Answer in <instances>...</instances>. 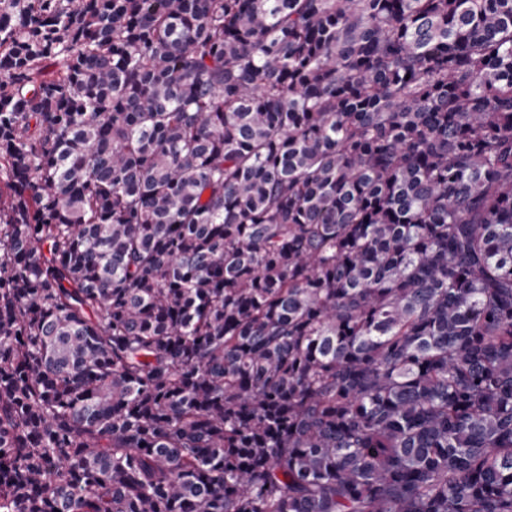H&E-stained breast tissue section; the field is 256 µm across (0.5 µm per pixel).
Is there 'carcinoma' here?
<instances>
[{"instance_id":"carcinoma-1","label":"carcinoma","mask_w":512,"mask_h":512,"mask_svg":"<svg viewBox=\"0 0 512 512\" xmlns=\"http://www.w3.org/2000/svg\"><path fill=\"white\" fill-rule=\"evenodd\" d=\"M2 177L0 512H512V0H0Z\"/></svg>"}]
</instances>
